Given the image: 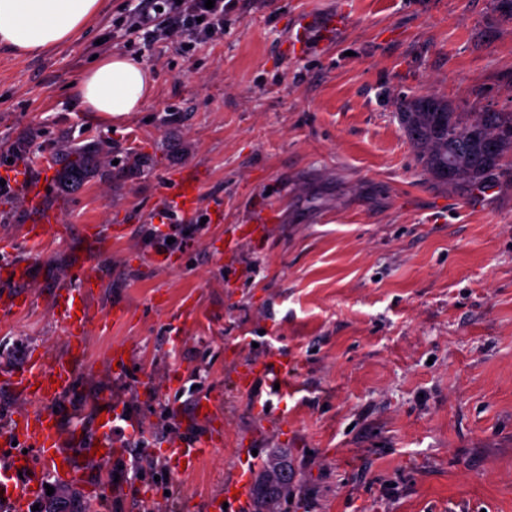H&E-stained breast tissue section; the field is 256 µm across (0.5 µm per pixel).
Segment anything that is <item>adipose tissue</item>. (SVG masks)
Segmentation results:
<instances>
[{
  "mask_svg": "<svg viewBox=\"0 0 512 512\" xmlns=\"http://www.w3.org/2000/svg\"><path fill=\"white\" fill-rule=\"evenodd\" d=\"M102 7V0H0V47L28 58L72 42ZM154 85L149 68L113 54L85 72L74 91L82 108L108 117L139 111Z\"/></svg>",
  "mask_w": 512,
  "mask_h": 512,
  "instance_id": "obj_1",
  "label": "adipose tissue"
}]
</instances>
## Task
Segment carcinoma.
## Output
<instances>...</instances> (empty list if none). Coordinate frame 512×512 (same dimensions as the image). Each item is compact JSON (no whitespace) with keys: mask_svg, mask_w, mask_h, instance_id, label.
Returning <instances> with one entry per match:
<instances>
[{"mask_svg":"<svg viewBox=\"0 0 512 512\" xmlns=\"http://www.w3.org/2000/svg\"><path fill=\"white\" fill-rule=\"evenodd\" d=\"M481 140L497 146L498 161L488 168V159L472 151V140ZM422 171L439 184L448 187L476 186L484 183L494 172L502 170L503 162L512 156V115L500 112L448 113V125L443 135L435 133L426 120L416 136L409 137ZM460 153L467 162L457 168L451 179L438 176L439 164L448 162V156ZM101 150L96 145L77 148L68 154L67 163L59 180L70 189L80 187L88 173L100 164ZM295 475L288 455L277 453L262 461L251 489L254 512H279L278 505L288 501Z\"/></svg>","mask_w":512,"mask_h":512,"instance_id":"cac0c4a2","label":"carcinoma"}]
</instances>
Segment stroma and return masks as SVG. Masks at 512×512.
<instances>
[{
  "instance_id": "obj_1",
  "label": "stroma",
  "mask_w": 512,
  "mask_h": 512,
  "mask_svg": "<svg viewBox=\"0 0 512 512\" xmlns=\"http://www.w3.org/2000/svg\"><path fill=\"white\" fill-rule=\"evenodd\" d=\"M151 0H103L68 45L19 59L0 48V261L32 262L31 305L0 312V433L29 400L2 384L30 357H59L56 289L94 260L99 280L65 431L128 403L148 443L108 463L111 495L73 486L83 512H206L260 460L288 454L287 512H512V176L450 189L424 175L398 119L435 94L460 112L512 113V21L496 0H232L224 36L131 33ZM124 54L155 77L140 111H84L72 85L95 58ZM94 144L103 164L79 188L61 160ZM195 178L200 204L172 201ZM51 221L27 246L26 189ZM264 235L223 246L255 199ZM197 225L159 253L148 233ZM100 230L89 239L87 226ZM122 308L114 321L113 308ZM125 347L124 372L112 369ZM288 388L237 374L271 353ZM215 396L217 446L171 476L165 450L193 438L198 395Z\"/></svg>"
}]
</instances>
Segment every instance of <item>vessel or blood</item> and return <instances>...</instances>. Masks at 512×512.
<instances>
[{
  "label": "vessel or blood",
  "instance_id": "obj_1",
  "mask_svg": "<svg viewBox=\"0 0 512 512\" xmlns=\"http://www.w3.org/2000/svg\"><path fill=\"white\" fill-rule=\"evenodd\" d=\"M32 265L0 269V310H25L31 295L19 285L31 278ZM77 289L58 292L54 314L69 334L85 329L88 316L77 313L76 302L93 290L95 274L90 264L75 270ZM81 359L72 354L62 359L39 357L10 378L14 390L36 402V409L15 416L11 430L0 436V497L11 500L14 512H31L42 493L44 467L63 464L60 481L80 480L85 465L93 463L94 445H101L103 459L112 456V414H105L93 433L82 430L64 433L60 404L73 392ZM213 445L206 439L194 443L176 442L167 450L172 472L194 467Z\"/></svg>",
  "mask_w": 512,
  "mask_h": 512
}]
</instances>
